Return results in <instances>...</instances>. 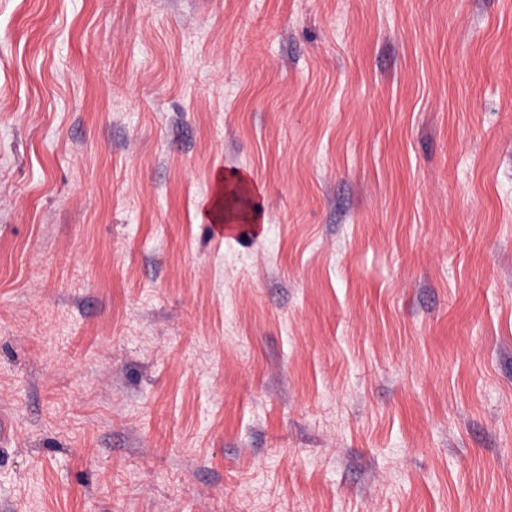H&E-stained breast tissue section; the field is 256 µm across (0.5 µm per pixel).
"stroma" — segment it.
<instances>
[{
    "mask_svg": "<svg viewBox=\"0 0 512 512\" xmlns=\"http://www.w3.org/2000/svg\"><path fill=\"white\" fill-rule=\"evenodd\" d=\"M0 512H512V0H0Z\"/></svg>",
    "mask_w": 512,
    "mask_h": 512,
    "instance_id": "obj_1",
    "label": "stroma"
}]
</instances>
